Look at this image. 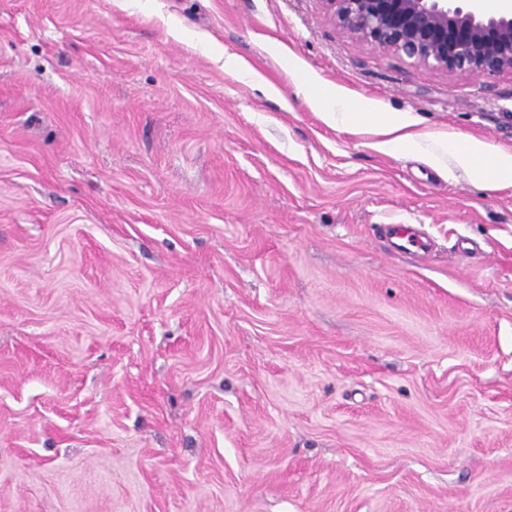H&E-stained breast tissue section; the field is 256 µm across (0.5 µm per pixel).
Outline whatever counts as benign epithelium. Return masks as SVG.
<instances>
[{"instance_id": "benign-epithelium-1", "label": "benign epithelium", "mask_w": 512, "mask_h": 512, "mask_svg": "<svg viewBox=\"0 0 512 512\" xmlns=\"http://www.w3.org/2000/svg\"><path fill=\"white\" fill-rule=\"evenodd\" d=\"M351 38L446 73L512 75V4L486 16L478 0H320Z\"/></svg>"}]
</instances>
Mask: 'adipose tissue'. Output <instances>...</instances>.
I'll return each instance as SVG.
<instances>
[{
    "label": "adipose tissue",
    "instance_id": "obj_1",
    "mask_svg": "<svg viewBox=\"0 0 512 512\" xmlns=\"http://www.w3.org/2000/svg\"><path fill=\"white\" fill-rule=\"evenodd\" d=\"M299 90L311 103L320 108L329 123L347 121L373 125L382 140L378 144L381 152L394 154L417 149L423 137L415 128L413 118L404 113L381 116L366 111L364 106L353 107L331 90H317L315 81L300 84ZM439 154L448 156L454 165L470 180L483 187L512 185V151L492 146L484 140L450 133L435 143Z\"/></svg>",
    "mask_w": 512,
    "mask_h": 512
}]
</instances>
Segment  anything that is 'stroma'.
Listing matches in <instances>:
<instances>
[{
  "mask_svg": "<svg viewBox=\"0 0 512 512\" xmlns=\"http://www.w3.org/2000/svg\"><path fill=\"white\" fill-rule=\"evenodd\" d=\"M309 77L512 150L320 0H0V512H512V186ZM317 86L313 80L299 85V92L309 98L311 103L323 110L327 121L339 125L345 121L373 125L377 133L385 137L377 144L381 152L394 154L400 151L417 149L423 142V135L414 129L416 122L405 113L391 116H379L376 112H366L363 105L352 106L332 90L315 91ZM354 109L357 112H348ZM392 232L393 248L404 254H414L428 247L420 233L408 224H388Z\"/></svg>",
  "mask_w": 512,
  "mask_h": 512,
  "instance_id": "obj_1",
  "label": "stroma"
}]
</instances>
